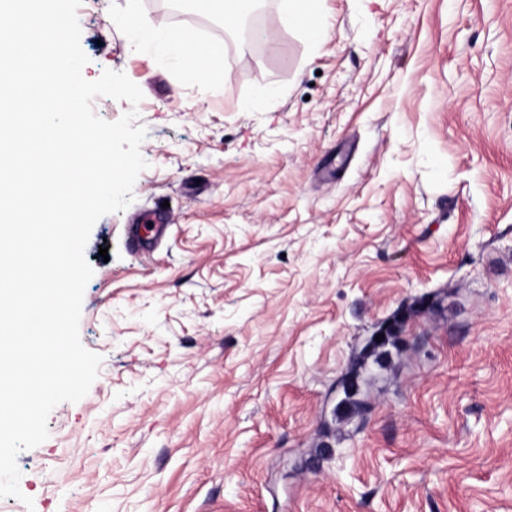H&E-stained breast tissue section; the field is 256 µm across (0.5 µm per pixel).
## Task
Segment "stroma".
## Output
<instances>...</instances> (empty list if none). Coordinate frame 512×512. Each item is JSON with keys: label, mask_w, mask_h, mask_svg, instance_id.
Here are the masks:
<instances>
[{"label": "stroma", "mask_w": 512, "mask_h": 512, "mask_svg": "<svg viewBox=\"0 0 512 512\" xmlns=\"http://www.w3.org/2000/svg\"><path fill=\"white\" fill-rule=\"evenodd\" d=\"M77 17L84 77L143 93L93 106L136 111L148 167L84 250L98 376L0 512H512V0H320V41L258 45L193 0ZM136 19L225 80L134 48ZM390 323L369 410H339ZM137 32L145 41L163 45L172 56L184 64L214 77H224V70L221 72L212 66V53L209 47L188 35L147 24H138ZM390 336H381V342L377 343L376 340H373L371 344L364 350L362 356L355 361L349 371L345 374L343 378L344 385V404L349 407L351 413L353 415H360L367 409V402L363 399V394L361 391L359 378L360 372L359 368H361L363 361L366 359L368 354L374 353L376 349L383 347L388 338Z\"/></svg>", "instance_id": "stroma-1"}]
</instances>
